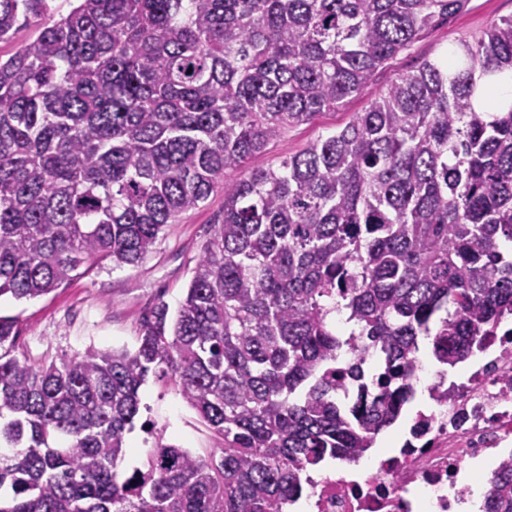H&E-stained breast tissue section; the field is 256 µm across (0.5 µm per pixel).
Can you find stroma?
Here are the masks:
<instances>
[{"instance_id": "1", "label": "stroma", "mask_w": 512, "mask_h": 512, "mask_svg": "<svg viewBox=\"0 0 512 512\" xmlns=\"http://www.w3.org/2000/svg\"><path fill=\"white\" fill-rule=\"evenodd\" d=\"M510 17L512 0H468L459 13L441 20L409 51L380 69L368 91L310 123L289 129L254 156L251 167L279 165L286 156L336 132L400 74L440 55L458 40L479 37L492 21ZM223 209V193H212L200 208L166 225L153 251L138 265L116 269L93 265L48 295L21 301L0 299V314L17 320L19 353L39 364L61 360L91 346L135 348L154 306L163 302L174 309L183 299L201 246ZM142 402L141 415L126 436L128 450L122 470L140 466L160 437L204 457L219 454L223 440L190 407L174 376H150L142 389Z\"/></svg>"}]
</instances>
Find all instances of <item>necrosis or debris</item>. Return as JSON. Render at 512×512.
Here are the masks:
<instances>
[{
  "label": "necrosis or debris",
  "instance_id": "obj_1",
  "mask_svg": "<svg viewBox=\"0 0 512 512\" xmlns=\"http://www.w3.org/2000/svg\"><path fill=\"white\" fill-rule=\"evenodd\" d=\"M512 320L502 323L481 360L458 382L425 378L416 365L412 385L432 400L418 412L398 452L375 458L354 477L329 468L309 478L303 512H458L469 489L462 471L477 458L502 462L512 446Z\"/></svg>",
  "mask_w": 512,
  "mask_h": 512
}]
</instances>
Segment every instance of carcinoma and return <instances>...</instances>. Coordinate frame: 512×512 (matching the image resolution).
<instances>
[{
  "label": "carcinoma",
  "instance_id": "obj_1",
  "mask_svg": "<svg viewBox=\"0 0 512 512\" xmlns=\"http://www.w3.org/2000/svg\"><path fill=\"white\" fill-rule=\"evenodd\" d=\"M0 0V297L135 265L224 192L174 317L133 350L16 354L0 316V512H283L356 461L442 364L512 316V18L380 91L279 166L230 171L366 91L464 0ZM377 369L345 389L361 366ZM179 379L220 458L160 444L119 470L149 375ZM481 512H512V458Z\"/></svg>",
  "mask_w": 512,
  "mask_h": 512
}]
</instances>
